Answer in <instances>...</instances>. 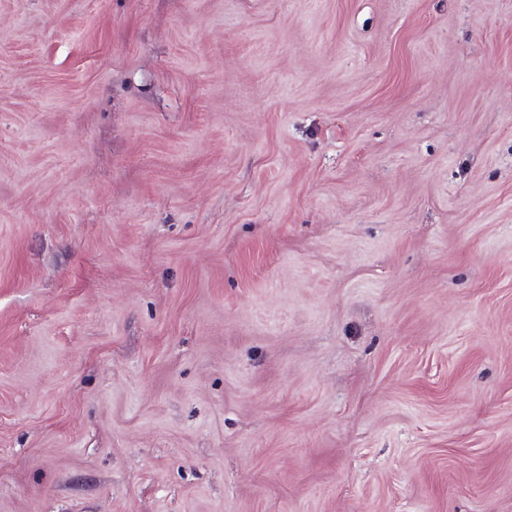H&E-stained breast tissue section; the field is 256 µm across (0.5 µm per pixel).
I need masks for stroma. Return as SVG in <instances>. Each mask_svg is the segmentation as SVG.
Segmentation results:
<instances>
[{"instance_id": "1", "label": "stroma", "mask_w": 512, "mask_h": 512, "mask_svg": "<svg viewBox=\"0 0 512 512\" xmlns=\"http://www.w3.org/2000/svg\"><path fill=\"white\" fill-rule=\"evenodd\" d=\"M0 512H512V0H0Z\"/></svg>"}]
</instances>
